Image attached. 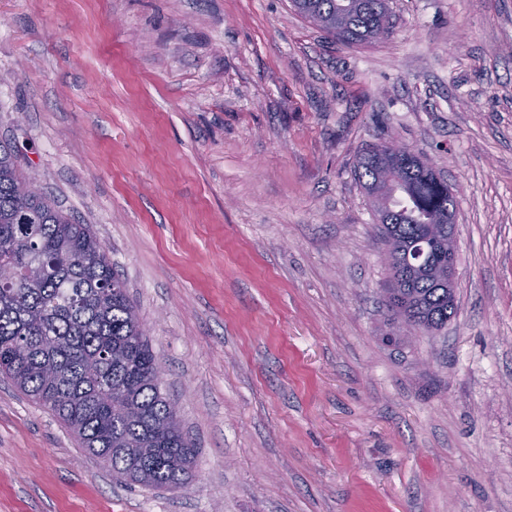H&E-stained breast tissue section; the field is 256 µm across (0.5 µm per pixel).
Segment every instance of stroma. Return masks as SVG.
I'll list each match as a JSON object with an SVG mask.
<instances>
[{
	"instance_id": "35a3bbf8",
	"label": "stroma",
	"mask_w": 512,
	"mask_h": 512,
	"mask_svg": "<svg viewBox=\"0 0 512 512\" xmlns=\"http://www.w3.org/2000/svg\"><path fill=\"white\" fill-rule=\"evenodd\" d=\"M336 43L290 0H0V143L89 225L196 446L117 482L0 379V512H512V0H391ZM456 190L455 316L381 323L356 175Z\"/></svg>"
}]
</instances>
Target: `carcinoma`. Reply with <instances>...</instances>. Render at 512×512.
<instances>
[{
    "label": "carcinoma",
    "instance_id": "carcinoma-1",
    "mask_svg": "<svg viewBox=\"0 0 512 512\" xmlns=\"http://www.w3.org/2000/svg\"><path fill=\"white\" fill-rule=\"evenodd\" d=\"M339 41L368 44L393 26L389 0H291ZM357 162L378 216L393 319L435 334L455 314L448 225L455 189L423 159ZM159 363L125 282L86 224H76L27 179L0 145V377L51 411L113 476L148 488L188 483L196 448L175 403L155 383Z\"/></svg>",
    "mask_w": 512,
    "mask_h": 512
}]
</instances>
